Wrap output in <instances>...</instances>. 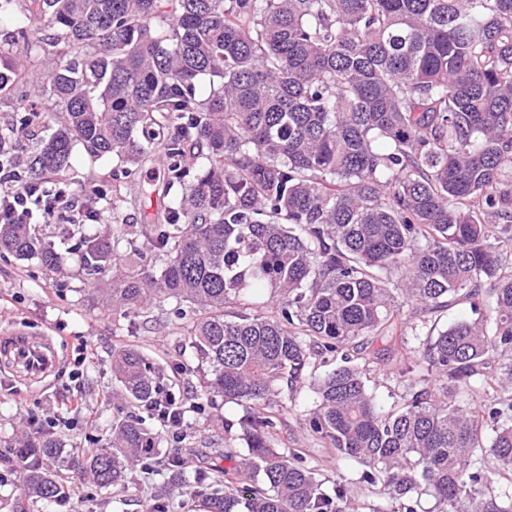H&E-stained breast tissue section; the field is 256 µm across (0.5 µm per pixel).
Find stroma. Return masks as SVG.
I'll return each mask as SVG.
<instances>
[{
    "mask_svg": "<svg viewBox=\"0 0 512 512\" xmlns=\"http://www.w3.org/2000/svg\"><path fill=\"white\" fill-rule=\"evenodd\" d=\"M74 192L91 188L111 190V159L90 158L82 147H75L70 159ZM122 198L116 206L131 224H154L163 221L165 207L170 198L159 173L158 164L146 165L137 178L121 191ZM140 199L138 207L129 206L128 197ZM72 273L70 277L47 276L36 262L18 261L13 257L0 258V337L17 331L33 336L51 337L61 363L51 375L41 381L19 382L15 368L0 365V436H9L30 430L32 425L48 426L59 416L67 414L61 402L73 385L64 365L73 355L79 340H86L96 351L97 361L83 379L81 395L92 412L94 426H85L81 414L71 415L74 428L65 432L67 442L61 455L62 462L82 455L100 438L103 429L111 425L120 413L112 404L115 383L110 366L113 347L130 343L160 362H167L174 351L179 336L168 320L166 308H153L145 322L138 327L117 328L110 316L101 311L86 289L83 276L78 273L79 258L75 251L64 252ZM282 400L288 406L282 425V437L297 441L299 446L313 449L320 471L328 477H352L351 463L334 458L328 449L319 447L316 440L302 427L301 417L312 408L314 393L304 385L296 391L283 392ZM241 406L216 400L205 414H190L188 423L193 431L184 439L168 437L167 446H180L189 468L203 466L198 451L202 448H220L224 445L222 428L213 426L214 416L237 419ZM133 482L127 492L91 496L85 479L72 480L74 494L63 505L41 502L32 512H145L158 478L142 471H134Z\"/></svg>",
    "mask_w": 512,
    "mask_h": 512,
    "instance_id": "35a3bbf8",
    "label": "stroma"
}]
</instances>
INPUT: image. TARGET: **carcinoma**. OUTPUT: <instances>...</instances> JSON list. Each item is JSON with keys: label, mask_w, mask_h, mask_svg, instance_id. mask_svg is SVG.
Masks as SVG:
<instances>
[{"label": "carcinoma", "mask_w": 512, "mask_h": 512, "mask_svg": "<svg viewBox=\"0 0 512 512\" xmlns=\"http://www.w3.org/2000/svg\"><path fill=\"white\" fill-rule=\"evenodd\" d=\"M14 5L24 63L0 45V94L33 88L16 124L50 133L29 146L10 126L0 141H18L32 190L65 181L80 145L112 156L113 192L158 159L173 193L160 224L84 197L93 230L76 249L102 311L134 327L168 304L181 336L170 377L134 345L112 350L119 396L145 415L113 419L86 452L95 494L124 491L139 465L163 477L147 512H178L175 489L208 512H362L356 488L382 500L368 512H425V495L435 512H512V0H0V13ZM47 59L43 77L26 69ZM5 255L63 270L40 224H0ZM454 297L477 317L427 326ZM315 355L336 367L308 372ZM386 362L406 382L389 404L368 386ZM193 372L197 413L216 397L242 407L216 419L210 454L241 441L244 469L189 471L182 449L160 448L149 421L168 411L184 436L174 379ZM305 381L306 428L355 478L326 485L310 449L282 439V384ZM0 447L15 512L71 499L62 437Z\"/></svg>", "instance_id": "obj_1"}]
</instances>
